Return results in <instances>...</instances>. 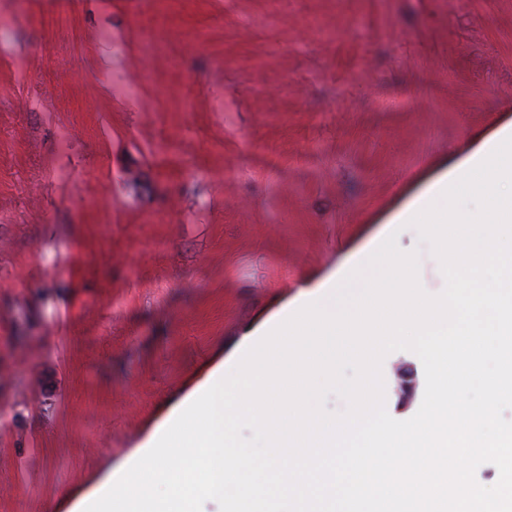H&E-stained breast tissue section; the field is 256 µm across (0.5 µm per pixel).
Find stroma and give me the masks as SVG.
Returning a JSON list of instances; mask_svg holds the SVG:
<instances>
[{"label": "stroma", "mask_w": 512, "mask_h": 512, "mask_svg": "<svg viewBox=\"0 0 512 512\" xmlns=\"http://www.w3.org/2000/svg\"><path fill=\"white\" fill-rule=\"evenodd\" d=\"M511 122L512 0H0V512H70L302 291L412 251L389 217Z\"/></svg>", "instance_id": "stroma-1"}]
</instances>
